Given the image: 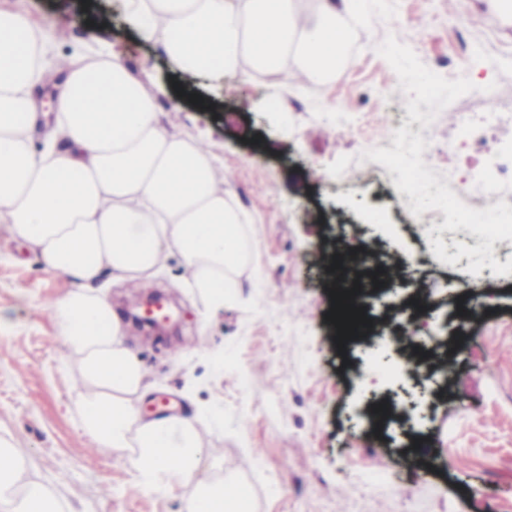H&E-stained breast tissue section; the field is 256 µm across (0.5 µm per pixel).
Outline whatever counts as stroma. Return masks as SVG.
<instances>
[{"instance_id":"1","label":"stroma","mask_w":512,"mask_h":512,"mask_svg":"<svg viewBox=\"0 0 512 512\" xmlns=\"http://www.w3.org/2000/svg\"><path fill=\"white\" fill-rule=\"evenodd\" d=\"M458 4L473 19L465 61L448 0H361L343 65L330 81L289 91L285 76L246 62L218 80L184 74L140 39L119 0L94 4L112 16L105 32L81 0H0L46 35L45 61L122 56L131 79L156 94L166 128L204 142L228 179L247 219L233 304L207 310L169 256L152 284L170 297L177 323L155 334L126 320L136 300L127 281L106 273L100 284L145 368L139 416L157 417L154 401L166 395L171 414L198 419L201 445L214 451L201 480H236L251 512H512V254L492 262L483 250L493 212L480 224L446 221L471 170L488 164L455 150L459 113H506L484 137L491 151L512 143V0ZM484 84L492 100L479 96ZM179 94L182 109L171 111ZM407 105L427 141H405L395 166L376 119L404 120ZM421 197L442 225L413 220ZM330 237L389 263L428 255L406 270L407 287L373 300L381 327L464 326L454 355L429 352V363L449 358L453 367L426 387L444 383L450 393L414 421L418 447L400 428L386 439L358 419L366 400L399 402L418 387L408 379L389 392V367L367 348L339 347L321 277ZM72 286L0 223V439L19 464L18 484L41 486L62 512H184L186 488H142L126 458L82 428L80 381L62 366L50 315ZM473 298L482 310L460 319Z\"/></svg>"}]
</instances>
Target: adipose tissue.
Returning a JSON list of instances; mask_svg holds the SVG:
<instances>
[{
    "instance_id": "ef3b65f1",
    "label": "adipose tissue",
    "mask_w": 512,
    "mask_h": 512,
    "mask_svg": "<svg viewBox=\"0 0 512 512\" xmlns=\"http://www.w3.org/2000/svg\"><path fill=\"white\" fill-rule=\"evenodd\" d=\"M317 2L314 20L298 0H120V9L142 40L186 72L219 77L246 58L265 74L291 63L325 79L344 60L357 3ZM30 30L23 16L0 10V223L38 250L48 269L76 282L54 301L51 317L66 360L79 370L83 429L126 454L140 486L188 488L185 512H249L233 480H199L205 450L193 418L138 419L145 373L97 289L103 271L148 278L175 254L208 310L232 302L244 245L224 174L205 143L160 124L155 94L130 78L120 56L76 52L47 65L42 40L17 42ZM50 74L62 92L56 124L37 151L35 91ZM17 478L15 464L0 467V512H53L39 486L16 497Z\"/></svg>"
}]
</instances>
